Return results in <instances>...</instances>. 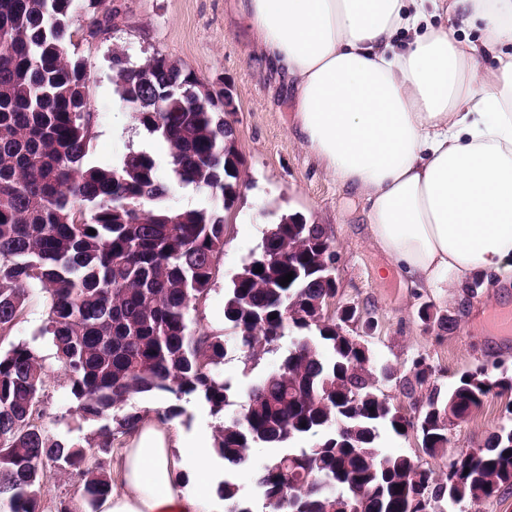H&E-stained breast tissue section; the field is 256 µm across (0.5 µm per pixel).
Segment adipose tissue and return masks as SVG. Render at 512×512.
<instances>
[{
  "mask_svg": "<svg viewBox=\"0 0 512 512\" xmlns=\"http://www.w3.org/2000/svg\"><path fill=\"white\" fill-rule=\"evenodd\" d=\"M240 7L294 90L292 134L362 200L369 237L398 273L452 298L477 270L512 280V0ZM470 27L482 38L459 37ZM178 447L191 492L172 479ZM213 456L206 436L143 422L104 512H205Z\"/></svg>",
  "mask_w": 512,
  "mask_h": 512,
  "instance_id": "adipose-tissue-1",
  "label": "adipose tissue"
}]
</instances>
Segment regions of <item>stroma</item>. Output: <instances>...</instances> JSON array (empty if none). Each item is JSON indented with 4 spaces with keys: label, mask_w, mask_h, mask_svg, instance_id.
I'll return each mask as SVG.
<instances>
[{
    "label": "stroma",
    "mask_w": 512,
    "mask_h": 512,
    "mask_svg": "<svg viewBox=\"0 0 512 512\" xmlns=\"http://www.w3.org/2000/svg\"><path fill=\"white\" fill-rule=\"evenodd\" d=\"M101 10L114 14L111 27L95 33L94 16L76 13L67 45L90 75L92 125L85 166L120 165L142 141L158 159L169 150L120 101L112 82L113 51L125 53L134 66L166 56L200 82L228 92L236 106V146L246 184L224 212V251L215 261L209 293L190 312L193 329L223 334L225 288L260 252L272 225L298 214L322 225L336 246V295L325 316L342 320L343 310L354 307V317L342 321V330L365 343L376 362L391 367V377L378 386L406 417L417 418L429 392L415 380V363L426 366L432 382L445 388L467 370L484 369L491 380L512 374V333L504 332L495 317L498 310L512 309V282L483 277L476 292L451 301L436 291L409 287L398 274L383 275L387 259L367 238L361 203L341 191L294 139V96L258 51L237 0H103ZM47 312L44 293L32 289L19 322L0 335V352L23 343L41 356L47 375L42 429L84 441L93 438L96 427L77 413L66 371L49 337L39 334ZM444 317L449 320L445 326L440 323ZM293 340V334H285L278 350L253 363L228 346L219 373L247 392L277 370L281 350ZM511 402L512 391L495 389L471 417L451 422L447 448L427 460L434 476L504 423Z\"/></svg>",
    "instance_id": "stroma-1"
}]
</instances>
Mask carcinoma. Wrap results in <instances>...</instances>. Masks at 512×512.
<instances>
[{"label": "carcinoma", "instance_id": "cac0c4a2", "mask_svg": "<svg viewBox=\"0 0 512 512\" xmlns=\"http://www.w3.org/2000/svg\"><path fill=\"white\" fill-rule=\"evenodd\" d=\"M79 3L95 12L100 0H0V335L22 314L31 288L47 294L40 335L50 337L69 376L76 411L99 426L84 445L48 435L35 424L47 385L41 358L23 344L0 355V509L43 512L49 467L78 476L84 512H99L112 476L88 467V455L122 447L120 437L143 417L127 406L145 394L164 404L155 410L161 422L181 415L172 396L204 401L219 420L214 449L224 481L216 494L224 512H254L233 475L258 444L283 449L256 472L266 512H448L512 487V423L489 432L437 480L421 458L382 452L380 429L405 436L412 422L378 399V380L391 367L376 365L369 348L325 318L336 285L320 265L335 256L334 243L322 225L297 214L272 225L267 255L245 264L224 290V324L247 362L272 351L288 328L301 343L249 391L247 422L227 417L239 400L216 373L228 341L196 332L189 318L209 291L224 250L221 209L237 192L224 158V139L233 137L224 129V92L163 56L113 70L120 100L168 143L169 175L160 177L144 150L112 169L84 167L89 74L66 49ZM176 186L205 190L222 208L174 211L164 201ZM288 254L290 265L281 261ZM496 387L512 391V378L491 382L476 370L449 390L431 384L418 417L423 452L433 457L447 447L448 408L468 415ZM338 419L355 442L336 435ZM306 436L315 441L297 447Z\"/></svg>", "mask_w": 512, "mask_h": 512}]
</instances>
